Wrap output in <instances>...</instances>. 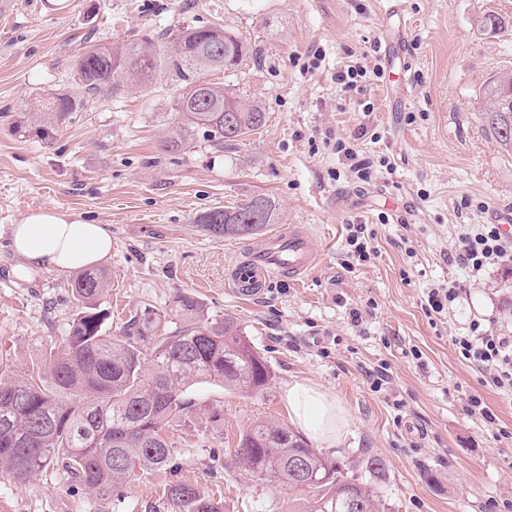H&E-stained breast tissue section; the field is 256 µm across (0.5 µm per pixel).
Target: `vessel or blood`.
<instances>
[{
    "label": "vessel or blood",
    "instance_id": "vessel-or-blood-1",
    "mask_svg": "<svg viewBox=\"0 0 512 512\" xmlns=\"http://www.w3.org/2000/svg\"><path fill=\"white\" fill-rule=\"evenodd\" d=\"M320 258L316 238L292 226L288 231L269 236L257 254L235 261L229 268L228 281L238 295L253 297L262 292L273 275L285 274L290 280H300Z\"/></svg>",
    "mask_w": 512,
    "mask_h": 512
}]
</instances>
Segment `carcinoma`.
<instances>
[{"label": "carcinoma", "instance_id": "obj_1", "mask_svg": "<svg viewBox=\"0 0 512 512\" xmlns=\"http://www.w3.org/2000/svg\"><path fill=\"white\" fill-rule=\"evenodd\" d=\"M245 41L226 31L175 26L154 33L145 43L88 47L77 61L85 91L112 93L121 72L139 85L166 70L183 86L173 111L167 147L200 131L217 148L244 139L266 122L265 109L224 92L208 76L238 66L247 55ZM512 98V71L492 78L484 89L488 119L499 141L512 143V111L497 110L503 91ZM80 108L67 96L40 103L38 132H60ZM276 220L275 204L263 194L231 208L215 207L198 223L226 235L251 236ZM104 276L85 271L71 282L76 314L59 346L50 348L44 369L52 387L35 378L0 381V467L23 481L61 464L100 500L137 469L172 466L173 446L165 432L198 410L193 386L219 383L228 390L257 393L271 371L251 345L239 322L205 318L197 298L179 294L171 308H144L118 336L103 335L98 300ZM237 454L252 477L307 496L306 512H380L377 486L340 460L308 446L290 427L257 418L239 434ZM183 512H221V506L192 486L175 483L165 491Z\"/></svg>", "mask_w": 512, "mask_h": 512}]
</instances>
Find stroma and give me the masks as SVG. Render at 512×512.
<instances>
[{
	"label": "stroma",
	"mask_w": 512,
	"mask_h": 512,
	"mask_svg": "<svg viewBox=\"0 0 512 512\" xmlns=\"http://www.w3.org/2000/svg\"><path fill=\"white\" fill-rule=\"evenodd\" d=\"M490 14L500 19L493 30L483 26ZM183 23L224 27L249 46L214 79L261 101L266 123L220 151L199 135L166 148L180 92L167 73L143 87L119 80L101 98L77 77L85 46ZM355 63L373 75L341 92L335 75ZM503 69H512V0H14L0 23V380L36 372L77 313L73 274L17 271L9 228L38 208L109 225L105 335L187 293L206 317L240 321L271 379L253 394L195 386L192 421L169 431L172 466L135 471L104 501L54 464L23 481L0 468V512H175L164 495L175 483L222 512H288L293 491L250 477L236 448L256 418L288 423L285 390L297 381L349 411L327 456L384 461L383 512H490L512 501V395L482 386L451 341L474 321L512 336V271L470 278L448 261L454 225L512 213V150L498 144L483 96ZM48 93L83 105L44 137L23 121ZM340 140L370 161V179L351 172ZM259 194L278 211L262 233L197 221ZM350 224L372 231L375 250L353 267ZM291 225L316 235L319 263L300 282L279 276L253 299L236 295L229 263ZM451 280L463 282L461 298L431 321L425 293ZM474 394L495 422L463 414ZM209 404L224 411L222 431Z\"/></svg>",
	"instance_id": "1"
}]
</instances>
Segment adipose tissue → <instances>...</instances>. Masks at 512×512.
Wrapping results in <instances>:
<instances>
[{"instance_id":"1","label":"adipose tissue","mask_w":512,"mask_h":512,"mask_svg":"<svg viewBox=\"0 0 512 512\" xmlns=\"http://www.w3.org/2000/svg\"><path fill=\"white\" fill-rule=\"evenodd\" d=\"M10 247L21 259V272L54 269L68 272L104 261L112 251L108 225L92 224L54 208L30 211L9 229ZM286 399L292 423L329 447L343 443L349 425L346 407L315 385L290 384Z\"/></svg>"}]
</instances>
